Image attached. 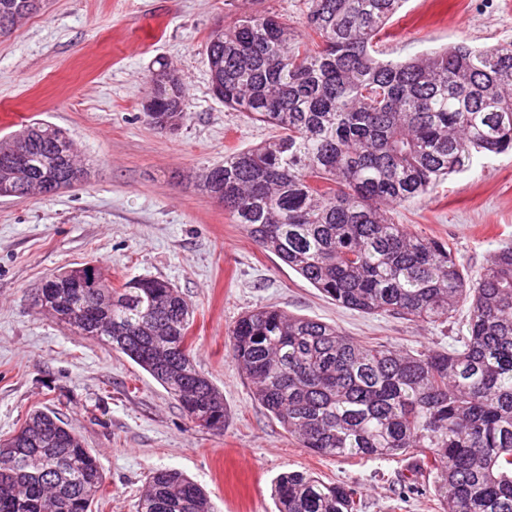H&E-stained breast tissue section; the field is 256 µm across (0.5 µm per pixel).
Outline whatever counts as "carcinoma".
I'll return each mask as SVG.
<instances>
[{"label": "carcinoma", "instance_id": "obj_1", "mask_svg": "<svg viewBox=\"0 0 512 512\" xmlns=\"http://www.w3.org/2000/svg\"><path fill=\"white\" fill-rule=\"evenodd\" d=\"M404 0H308L307 40L265 11L210 34L213 94L280 131L229 152L201 190L261 249L337 304L420 324L468 305L449 351L401 352L336 327L261 306L226 341L256 400L302 447L345 460L415 459L448 512H512V247L472 282L448 243L407 231L390 209L425 195L479 153L512 151V42H465L403 61L374 39ZM45 0H0V35ZM149 70L150 125L186 118L181 78ZM73 141L44 122L0 140V187L52 197L70 182ZM93 279L96 287L82 283ZM47 310L140 366L199 427L222 431L223 395L187 347L191 309L155 278L122 287L84 263L55 275ZM103 477L81 436L36 411L0 443V512H92ZM278 512H359L361 492L294 471L275 482ZM137 512H214L178 471L151 473Z\"/></svg>", "mask_w": 512, "mask_h": 512}]
</instances>
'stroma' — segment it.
I'll return each mask as SVG.
<instances>
[{"mask_svg":"<svg viewBox=\"0 0 512 512\" xmlns=\"http://www.w3.org/2000/svg\"><path fill=\"white\" fill-rule=\"evenodd\" d=\"M253 10L307 32L308 0H47L0 37V139L34 120L61 127L91 171L51 198L0 197V438L35 410L59 412L105 477L94 512H137L151 471L164 468L204 488L216 512H275L273 482L289 471L358 484L362 512H443L431 483L405 492L410 460L339 461L301 447L225 349L235 322L264 305L402 351L451 350L467 315L420 325L342 307L258 248L197 187V174L225 153L276 134L211 92L209 34ZM461 41L511 42L512 0H406L378 49L404 60ZM159 58L186 86L188 115L173 132L149 125L143 112L146 75ZM392 216L447 241L478 279L512 243V152L476 155ZM87 262L116 288L140 276L181 291L193 310L191 354L224 395L223 432L197 427L138 365L35 305L46 279Z\"/></svg>","mask_w":512,"mask_h":512,"instance_id":"stroma-1","label":"stroma"}]
</instances>
